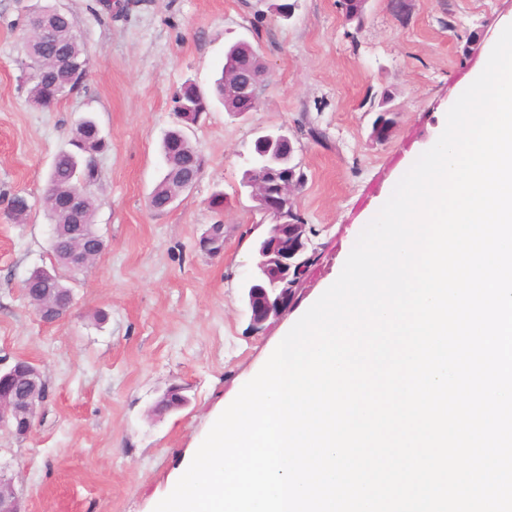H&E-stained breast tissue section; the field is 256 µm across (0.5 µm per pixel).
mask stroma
<instances>
[{"mask_svg": "<svg viewBox=\"0 0 512 512\" xmlns=\"http://www.w3.org/2000/svg\"><path fill=\"white\" fill-rule=\"evenodd\" d=\"M38 2L0 0V364L31 359L49 389L30 436L0 433V472L24 512H154L213 415L261 370L334 279L381 196L439 137L475 60L512 21V0H405L401 19L388 0H368L358 23L338 0H298L288 18L276 0H131L118 18L108 0H51L71 17L88 72L49 110L29 102L21 67ZM240 40L267 70L256 109L217 105L192 126L203 173L170 208L152 210L160 142L178 122L174 94L188 81L210 88L225 48ZM385 92L396 124L380 143L371 125ZM87 115L108 143L91 188L106 248L93 268L65 271L74 305L48 325L21 284L54 262L47 174ZM278 130L306 176L295 205L322 259L288 312L256 334L242 286L270 219L243 174L255 139ZM218 191L219 211L209 205ZM17 195L31 205L22 223L8 214ZM214 224L224 227L216 256L198 248ZM174 384L186 386L188 405L153 414Z\"/></svg>", "mask_w": 512, "mask_h": 512, "instance_id": "1", "label": "stroma"}]
</instances>
